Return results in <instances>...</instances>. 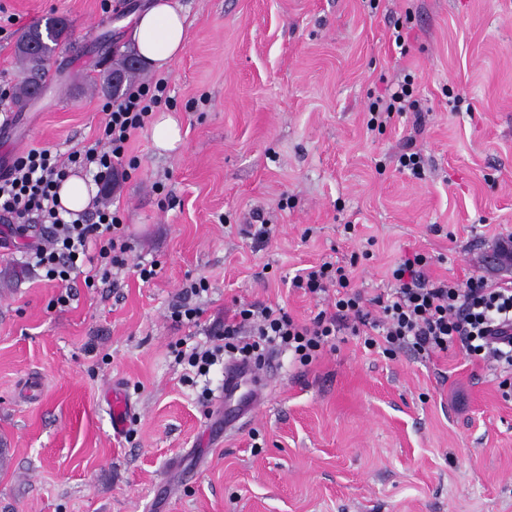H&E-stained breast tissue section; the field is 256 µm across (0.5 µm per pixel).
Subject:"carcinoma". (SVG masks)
Returning <instances> with one entry per match:
<instances>
[{"instance_id": "cac0c4a2", "label": "carcinoma", "mask_w": 512, "mask_h": 512, "mask_svg": "<svg viewBox=\"0 0 512 512\" xmlns=\"http://www.w3.org/2000/svg\"><path fill=\"white\" fill-rule=\"evenodd\" d=\"M67 34V22L61 17H51L45 30L32 28L21 33L16 43V57L22 79L15 87V97L20 102L30 100V84L28 77L36 74L42 78L47 76L46 65L50 58L62 46ZM135 56L130 52L122 53L111 60L110 67L124 73L123 82L119 85H107L103 93L109 98L123 94L126 87L140 76V68L134 64Z\"/></svg>"}]
</instances>
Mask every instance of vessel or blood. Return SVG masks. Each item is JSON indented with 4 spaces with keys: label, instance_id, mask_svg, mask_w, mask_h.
I'll return each mask as SVG.
<instances>
[{
    "label": "vessel or blood",
    "instance_id": "1",
    "mask_svg": "<svg viewBox=\"0 0 512 512\" xmlns=\"http://www.w3.org/2000/svg\"><path fill=\"white\" fill-rule=\"evenodd\" d=\"M267 397V383L251 364L230 362L224 366V393L219 403L224 408V419L235 423L259 408ZM112 405V430L121 433L131 407L119 389L108 395Z\"/></svg>",
    "mask_w": 512,
    "mask_h": 512
}]
</instances>
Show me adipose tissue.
Here are the masks:
<instances>
[{
    "instance_id": "ef3b65f1",
    "label": "adipose tissue",
    "mask_w": 512,
    "mask_h": 512,
    "mask_svg": "<svg viewBox=\"0 0 512 512\" xmlns=\"http://www.w3.org/2000/svg\"><path fill=\"white\" fill-rule=\"evenodd\" d=\"M125 37L149 70H168L186 51L188 24L175 0H149L127 22Z\"/></svg>"
}]
</instances>
